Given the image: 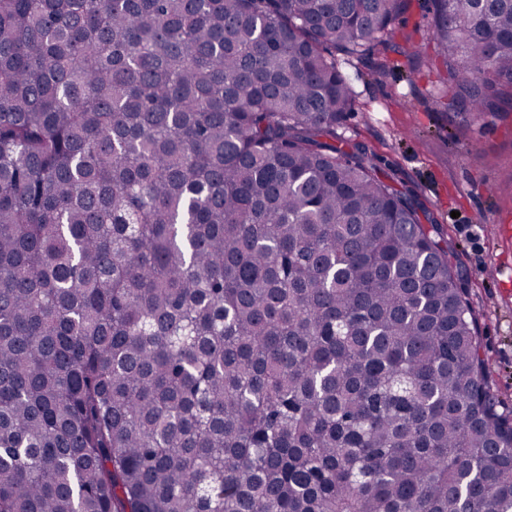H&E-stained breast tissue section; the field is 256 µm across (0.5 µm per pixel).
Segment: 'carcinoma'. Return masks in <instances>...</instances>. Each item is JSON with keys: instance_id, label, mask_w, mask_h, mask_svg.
<instances>
[{"instance_id": "cac0c4a2", "label": "carcinoma", "mask_w": 512, "mask_h": 512, "mask_svg": "<svg viewBox=\"0 0 512 512\" xmlns=\"http://www.w3.org/2000/svg\"><path fill=\"white\" fill-rule=\"evenodd\" d=\"M411 0H0V512H512L454 246L336 54ZM453 124L512 0H419Z\"/></svg>"}]
</instances>
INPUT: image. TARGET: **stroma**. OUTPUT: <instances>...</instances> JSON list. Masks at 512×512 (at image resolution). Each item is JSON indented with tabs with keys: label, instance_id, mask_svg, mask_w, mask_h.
Instances as JSON below:
<instances>
[{
	"label": "stroma",
	"instance_id": "35a3bbf8",
	"mask_svg": "<svg viewBox=\"0 0 512 512\" xmlns=\"http://www.w3.org/2000/svg\"><path fill=\"white\" fill-rule=\"evenodd\" d=\"M423 47L418 60L407 41ZM432 16L411 5L393 35L371 49L386 62L369 74L365 62L340 59L356 106L340 134L368 149L378 176L407 192L420 213L440 226L457 252L470 301L479 315L482 355L492 393L512 410V114L449 124L436 101L445 71L436 61Z\"/></svg>",
	"mask_w": 512,
	"mask_h": 512
}]
</instances>
